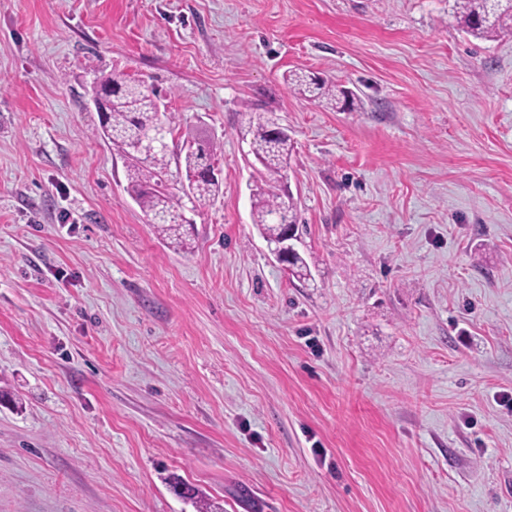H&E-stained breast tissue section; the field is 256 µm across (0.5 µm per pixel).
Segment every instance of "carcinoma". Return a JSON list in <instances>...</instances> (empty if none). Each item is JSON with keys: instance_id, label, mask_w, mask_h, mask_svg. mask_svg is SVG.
Wrapping results in <instances>:
<instances>
[{"instance_id": "carcinoma-1", "label": "carcinoma", "mask_w": 512, "mask_h": 512, "mask_svg": "<svg viewBox=\"0 0 512 512\" xmlns=\"http://www.w3.org/2000/svg\"><path fill=\"white\" fill-rule=\"evenodd\" d=\"M455 18L460 29L476 38L495 40L512 37V0H456ZM293 90L336 109L340 98H348L332 81L316 75L292 73ZM106 94L105 112L100 117L99 135L129 157L136 142L149 144L147 154L131 160L127 166V191L140 206L150 223L160 233L180 239L181 229L190 223L185 216L186 203L210 200L220 193V182L205 175L204 169L213 164L218 145L208 139H186L182 144L185 175L181 194L172 192L167 184V137L174 132L173 117L159 108L157 92L143 83L126 80L114 74L95 81L94 89ZM278 118L270 114L249 122L244 135L250 137V152L262 167V179L252 193L251 216L266 239H279L289 229L299 230L297 202L292 194L279 188L270 176L280 173L293 151L289 137L277 133ZM289 274L298 280L311 279V267L306 258L294 251L286 260Z\"/></svg>"}]
</instances>
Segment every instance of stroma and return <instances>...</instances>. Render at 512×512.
<instances>
[{
    "label": "stroma",
    "mask_w": 512,
    "mask_h": 512,
    "mask_svg": "<svg viewBox=\"0 0 512 512\" xmlns=\"http://www.w3.org/2000/svg\"><path fill=\"white\" fill-rule=\"evenodd\" d=\"M455 0H0V512H512V38ZM304 71L353 92L295 94ZM217 142L185 246L90 83ZM294 149L312 281L251 220ZM255 120H249L248 129L243 134L246 138L251 135L250 152L263 168L259 170L260 183L256 182L252 193L251 216L266 241L271 242L282 237L288 229L293 228L296 234L299 230L297 202L290 192L287 194L278 188L280 186L270 177L284 171L293 145L288 136L277 133L280 125L273 113L258 115ZM264 176L270 178L267 180ZM277 217L281 222L276 221Z\"/></svg>",
    "instance_id": "1"
}]
</instances>
